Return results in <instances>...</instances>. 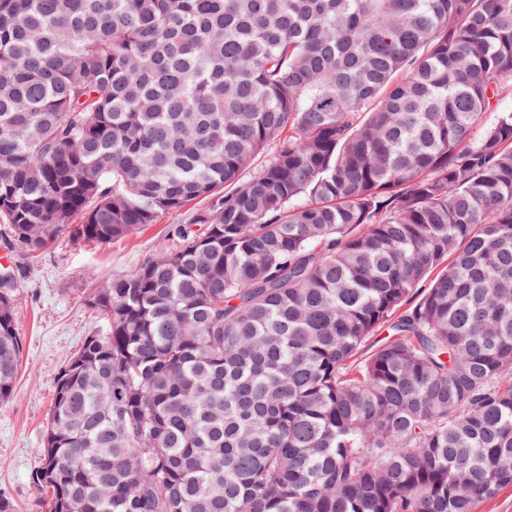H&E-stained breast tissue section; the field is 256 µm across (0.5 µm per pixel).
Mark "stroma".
I'll return each mask as SVG.
<instances>
[{
	"label": "stroma",
	"mask_w": 512,
	"mask_h": 512,
	"mask_svg": "<svg viewBox=\"0 0 512 512\" xmlns=\"http://www.w3.org/2000/svg\"><path fill=\"white\" fill-rule=\"evenodd\" d=\"M203 206L192 201L109 244L86 242L64 229L37 259H28L19 246L9 252L10 266L27 270L14 311L22 342L20 368L13 396L0 402V494L13 501L15 512H48L31 474L42 463L58 374L105 324L104 314L89 302L97 279L129 274L148 257L173 249L171 227L189 223Z\"/></svg>",
	"instance_id": "obj_1"
}]
</instances>
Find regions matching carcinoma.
Wrapping results in <instances>:
<instances>
[{"label": "carcinoma", "mask_w": 512, "mask_h": 512, "mask_svg": "<svg viewBox=\"0 0 512 512\" xmlns=\"http://www.w3.org/2000/svg\"><path fill=\"white\" fill-rule=\"evenodd\" d=\"M508 91L512 0H0L4 248L208 201L99 280L31 475L50 512H471L511 485Z\"/></svg>", "instance_id": "cac0c4a2"}]
</instances>
